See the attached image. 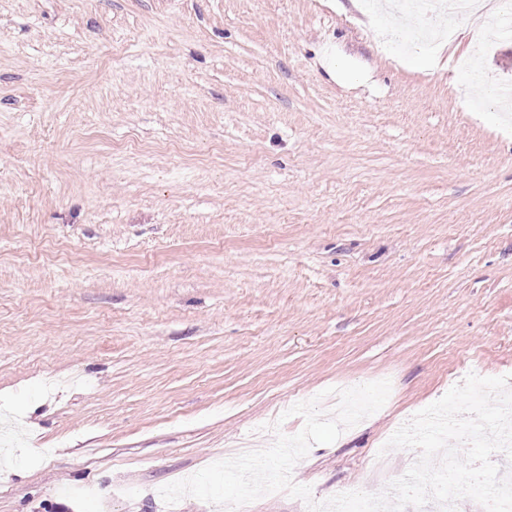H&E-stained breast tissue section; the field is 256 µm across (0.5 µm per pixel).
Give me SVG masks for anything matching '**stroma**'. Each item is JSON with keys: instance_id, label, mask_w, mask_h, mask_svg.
Returning a JSON list of instances; mask_svg holds the SVG:
<instances>
[{"instance_id": "obj_1", "label": "stroma", "mask_w": 512, "mask_h": 512, "mask_svg": "<svg viewBox=\"0 0 512 512\" xmlns=\"http://www.w3.org/2000/svg\"><path fill=\"white\" fill-rule=\"evenodd\" d=\"M434 66L386 0H0V512L159 490L302 397H393L296 483L366 482L476 365L512 376V34Z\"/></svg>"}]
</instances>
